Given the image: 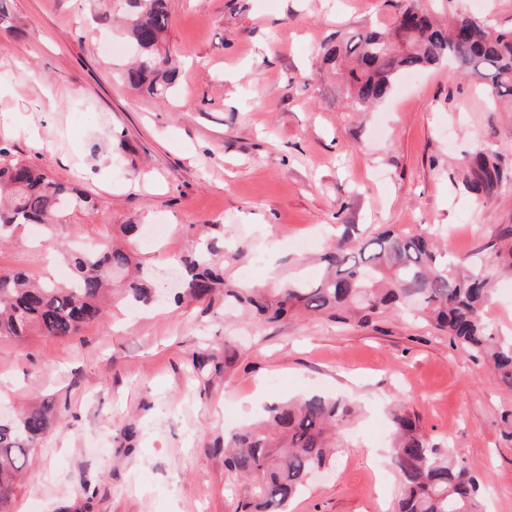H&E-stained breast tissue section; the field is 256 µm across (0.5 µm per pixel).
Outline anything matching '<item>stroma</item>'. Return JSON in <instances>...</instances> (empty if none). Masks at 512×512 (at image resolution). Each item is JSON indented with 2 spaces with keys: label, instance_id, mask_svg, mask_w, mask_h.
Here are the masks:
<instances>
[{
  "label": "stroma",
  "instance_id": "1",
  "mask_svg": "<svg viewBox=\"0 0 512 512\" xmlns=\"http://www.w3.org/2000/svg\"><path fill=\"white\" fill-rule=\"evenodd\" d=\"M0 23V147L97 201L64 223L25 224L0 245V271L70 276L64 250L129 248L151 272L187 254L190 224L224 227V278L268 285L317 277L312 258L345 227L438 234L483 249L512 224V188L482 202L462 154L512 165V102L490 105L433 66L367 112L336 81H306L326 44L383 29L398 0H169L173 92L125 84L128 0H7ZM512 28V0H444ZM238 351L224 366V347ZM342 395L359 406L332 468L290 512H392L400 477L390 412L415 415L432 446L489 485L487 512H512V388L446 334L401 312L363 325L325 314L238 322L221 302L135 313L121 298L63 339L0 338V415L49 409L14 489L13 512H234L224 434L269 404Z\"/></svg>",
  "mask_w": 512,
  "mask_h": 512
}]
</instances>
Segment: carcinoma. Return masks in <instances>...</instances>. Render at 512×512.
<instances>
[{
  "instance_id": "obj_1",
  "label": "carcinoma",
  "mask_w": 512,
  "mask_h": 512,
  "mask_svg": "<svg viewBox=\"0 0 512 512\" xmlns=\"http://www.w3.org/2000/svg\"><path fill=\"white\" fill-rule=\"evenodd\" d=\"M127 34L133 62L125 82L150 96L164 97L175 77L174 52L163 47L170 23L167 0H129ZM443 62L452 73L483 85L493 99H512V30L499 31L471 13H455L448 26L436 23L407 0L385 31L360 28L325 47L323 67L311 78H336L347 90V107L361 111L383 99L404 75ZM0 148V242L19 224H59L73 209H93L82 190L51 178ZM465 189L493 197L512 185V166L489 148L462 158ZM481 261L445 257L424 234L391 229L355 242L345 236L322 256L316 281L295 279L271 288L224 284L215 262L216 243L199 239L180 259L179 291L173 301L211 302L224 287V306L247 307L267 322L290 313L335 310L367 322L388 309L408 308L435 329L448 333L464 352L482 356L500 381L512 388V338L496 335L487 321L493 288L486 263L512 271V224H499ZM66 282H36L23 270L0 272V337L64 338L101 321L104 295L114 287L132 304L148 306L157 288L130 253L116 245L78 250L68 256ZM355 408L346 397L312 396L273 403L255 423L224 438V466L238 496L236 512H288L309 484V475L336 460L341 433ZM51 429L45 409L0 419V512H10L14 482L33 448ZM392 462L401 478L395 512H482L483 484L430 445L416 417L402 408L392 414Z\"/></svg>"
}]
</instances>
